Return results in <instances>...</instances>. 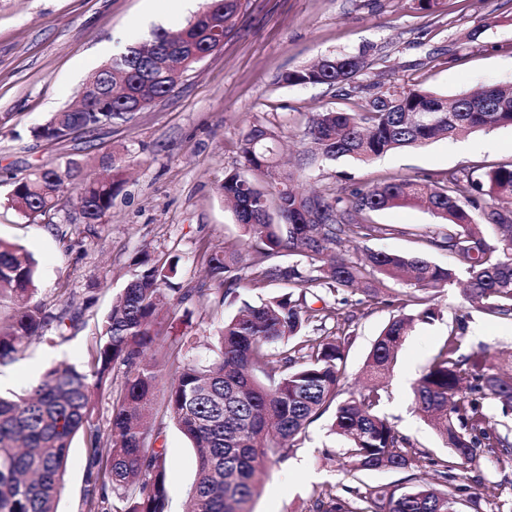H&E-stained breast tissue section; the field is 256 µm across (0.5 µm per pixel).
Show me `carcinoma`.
Segmentation results:
<instances>
[{
  "label": "carcinoma",
  "instance_id": "cac0c4a2",
  "mask_svg": "<svg viewBox=\"0 0 512 512\" xmlns=\"http://www.w3.org/2000/svg\"><path fill=\"white\" fill-rule=\"evenodd\" d=\"M243 0H206L200 19L178 31L160 28L147 43L135 44L93 72L77 92L80 105L61 108L34 131L45 140L92 133L128 116L129 101L159 99L174 91L180 76L214 50L232 30ZM366 53L328 55L309 67L280 76L286 86L320 84L358 99V111L313 113L302 128L304 152L325 160L348 157L366 163L384 153L422 147L476 129L512 127V87L489 86L452 102L419 88H398L360 76ZM276 132L253 124L241 139L244 167L231 172L219 190L232 203L242 230L234 248L201 246L206 279L219 286L221 300L238 298L243 279L257 284L282 281L288 291L251 305L224 320L205 363L186 351L189 340H161L155 326L188 299L204 305L211 289L173 283L179 258L143 251L131 277L98 324L82 365L47 370L27 393L0 395V512H58L73 438L85 439V482L80 512H167V457L155 447L162 424L154 402L163 391L168 418L196 450L197 472L187 512H252L259 475L285 457L288 443L332 413L331 431L345 441L349 471L404 470L411 444L378 411L384 386L378 379L396 364L408 332L437 317L431 306L398 314L375 341L365 370L376 382L344 393L346 338L311 336L338 319V308L318 295L337 298L360 292L377 300L379 273L417 291L444 288L465 274L464 297L497 319H512V163L484 168L476 162L433 179L403 177L367 184L348 193L298 192L295 173L281 167ZM109 175L82 177L69 159L14 178L5 202L31 223L55 211L75 190L86 224H100L122 185V158L100 159ZM401 203H421L446 221L448 232L425 244L448 254V264L421 255L351 252L367 240L396 232L364 218ZM286 251L303 263L272 262ZM36 262L21 245L0 240V367L24 355L32 342H51L80 329L84 308L65 302L53 311L34 300ZM321 306H315V303ZM465 317L413 386L414 403L435 429L451 458L431 460L436 486L402 490L363 485L356 499L334 485L313 493V512H458L461 494L454 470L473 463L486 448L512 456L485 401L512 410V376L501 369L459 359ZM108 393L111 417L95 424L94 397Z\"/></svg>",
  "mask_w": 512,
  "mask_h": 512
}]
</instances>
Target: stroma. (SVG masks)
<instances>
[{
	"label": "stroma",
	"mask_w": 512,
	"mask_h": 512,
	"mask_svg": "<svg viewBox=\"0 0 512 512\" xmlns=\"http://www.w3.org/2000/svg\"><path fill=\"white\" fill-rule=\"evenodd\" d=\"M177 0H0V200L12 177L60 158L82 163L87 178L101 172L105 152L121 156L125 183L103 223L83 224L76 201H68L40 224L0 204V239L17 243L38 263L37 301L59 305L61 290L75 303L90 301L85 327L54 345L32 343L24 357L0 368V389L24 394L52 366L80 364L97 319L108 312L124 287L133 258L142 250L179 256L177 280L190 288L204 281L198 247L234 244L239 226L218 187L226 173L241 168L240 141L250 123L274 127L287 157L300 148V123L313 112L351 111L354 101L324 85L289 87L280 75L326 55H353L369 49L364 82L419 87L455 98L485 86H512V0H248L222 49L195 64L174 91L127 121L101 127L93 140L71 137L46 141L31 130L50 112L73 103L89 74L129 45L151 39L155 30H176L194 17ZM512 162V127L480 130L420 148L385 154L360 164L341 158L307 164L300 188L351 189L393 177H434L475 161ZM370 221L396 232L361 244V251L426 256L444 264L447 255L428 250L424 234L442 224L426 208L403 205L370 213ZM213 293L209 307L183 303L162 315L158 330L166 340L197 337V358L236 306L222 305ZM464 303L458 286L433 298L439 316L416 324L386 380L379 411L408 438L416 461L405 470H379L352 477L342 468L344 443L322 417L299 435L284 462L266 470L253 512H312L313 491L331 482L338 490L369 484L405 485L412 477L432 478L431 459L448 450L416 412L412 387L448 338ZM353 316L345 346L347 390L359 388L368 354L395 313L394 307L348 297ZM495 356L512 367V321L471 311L458 351L475 358ZM166 471L169 512H183L196 458L174 424L159 439ZM472 496L460 512H512V459L484 452L459 471ZM85 478L81 439H74L59 512H79ZM498 484L500 497L486 502L480 483Z\"/></svg>",
	"instance_id": "35a3bbf8"
}]
</instances>
